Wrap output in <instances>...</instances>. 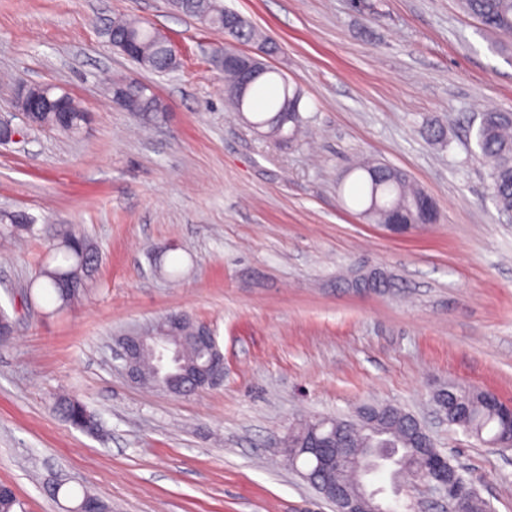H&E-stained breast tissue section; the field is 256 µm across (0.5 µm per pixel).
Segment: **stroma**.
Masks as SVG:
<instances>
[{"instance_id":"35a3bbf8","label":"stroma","mask_w":512,"mask_h":512,"mask_svg":"<svg viewBox=\"0 0 512 512\" xmlns=\"http://www.w3.org/2000/svg\"><path fill=\"white\" fill-rule=\"evenodd\" d=\"M273 39L268 65L304 94L289 145L226 108L211 61L222 31L169 0H0V113L13 81L66 87L90 115L77 137L18 123L0 144V210L39 218L44 238L0 240V483L24 512H67L82 492L112 512H333L277 453L294 425L392 405L423 422L486 499L512 512V449L440 423L448 383L512 404V223L496 209L470 119L512 112V43L460 0H222ZM116 15L149 21L178 49L141 70L102 35ZM153 86L166 110L142 121L104 81ZM440 124L441 141L427 127ZM376 160L437 203L403 237L358 214L345 174ZM84 232L104 257L89 296L55 310L28 284L45 237ZM177 245L172 281L153 255ZM380 270L391 292H357ZM180 311L210 325L224 382L175 395L131 383L114 337ZM82 401L90 435L55 411ZM66 484L51 498L41 480ZM398 512H448L415 478L370 479Z\"/></svg>"}]
</instances>
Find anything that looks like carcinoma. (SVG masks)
Wrapping results in <instances>:
<instances>
[{"mask_svg": "<svg viewBox=\"0 0 512 512\" xmlns=\"http://www.w3.org/2000/svg\"><path fill=\"white\" fill-rule=\"evenodd\" d=\"M174 9L196 19L201 25L224 31L227 42L213 52V63L224 77V99L237 111L251 107V102L259 94H264V107L252 115L249 125L262 133V137L280 144L296 140L303 128L302 93L290 87L286 78H281L282 91L271 94L266 89L273 83V70L260 58L240 52L235 44L257 42L264 54L275 49L272 41L264 38L251 24L240 21L226 24L229 10L221 0H171ZM464 10L476 18L480 24L505 37H512V0H462ZM109 45L123 51L125 40L132 39L138 54L131 57L137 65L149 60L151 72H166L177 66V56L172 53L171 42L158 36L157 28L149 22L137 19L115 18L103 29ZM254 65L260 70L258 77L244 89L238 88L240 67ZM126 95L134 97L140 104V115L144 120L165 111L163 102L153 93L146 92L140 84L123 87ZM475 131L478 157L489 170L491 194L502 214H512V112H482ZM27 123L44 131H54L66 136L80 135L89 121V115L82 110L73 97H68L66 112H28ZM358 173L355 187L356 201L364 206L362 214L373 218L379 224H386L395 212L402 214L407 228L434 224L438 220V209L434 200L423 190L411 185L407 176L380 162H359L353 167ZM37 219L25 211L0 212V238L23 241L37 234ZM102 264V256L97 246L87 237L66 230L52 240L46 258L35 272L34 282L44 293L63 310L89 294L92 283ZM209 351L200 349L193 343H186L181 350V363L187 366H202L206 363ZM135 367L144 382L162 384L166 375L155 373L156 361L149 351L141 352ZM453 394L457 405L467 411L465 421L456 423L462 431L478 440L487 439L506 443L512 435V420L509 407L497 401L490 393L471 389L458 384H450L438 389L433 400H448ZM56 411L74 428L86 433L98 430L96 416L79 400L60 396L55 402ZM381 429L386 431L393 443L405 449L406 456L400 457L397 473L404 469L418 472L425 468V458L412 454L413 439L416 434L409 417L400 412H377ZM366 448L368 452L361 458L363 474L375 468L383 449L379 441L367 437L360 428L350 426L348 431L336 439V448L343 446ZM357 469H346L331 473L327 480L343 484L355 492ZM20 505L13 488L0 484V512H16Z\"/></svg>", "mask_w": 512, "mask_h": 512, "instance_id": "1", "label": "carcinoma"}]
</instances>
